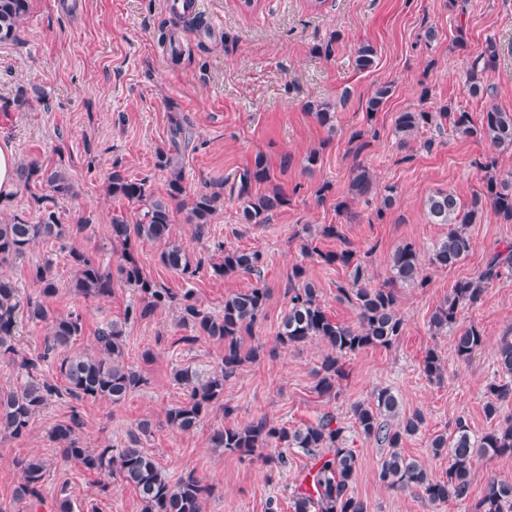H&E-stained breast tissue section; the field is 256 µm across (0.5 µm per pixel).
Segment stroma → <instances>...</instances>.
Here are the masks:
<instances>
[{
    "label": "stroma",
    "mask_w": 512,
    "mask_h": 512,
    "mask_svg": "<svg viewBox=\"0 0 512 512\" xmlns=\"http://www.w3.org/2000/svg\"><path fill=\"white\" fill-rule=\"evenodd\" d=\"M201 18L202 27L192 26L166 0H30L18 40L0 44V140L12 144L18 161L66 170L74 193L57 199L54 212L59 223L83 227L61 240L37 242L23 258L0 267V278L13 282L21 297L37 296L32 274L52 259L57 292L44 304L51 315L78 314L84 324L67 354L92 351L97 328L120 321L126 362L145 380L117 404L51 402L21 436L0 435V512H56L63 498L72 512H143L138 494L119 476L108 478L61 459L49 432L74 413L83 422L79 436L88 448L123 445L138 422L150 421L141 445L169 479L192 472L212 485L203 512H266L271 500L278 512H293L292 491L312 466L296 451L289 452L287 467L270 466L279 453L273 446L255 456L225 452L213 447L214 430L260 416L296 428L326 414L335 415L358 456L353 490L368 512H473L470 500L432 504L416 491L377 483L387 450L358 432L351 407L387 388L398 397L401 416L421 411L424 424L404 439L401 451L436 476L447 471L448 457L434 455L430 443L451 433L457 419H465L478 436L512 418L511 401L501 404L498 418L484 411L498 345L512 336V274L492 281L478 304L461 311L460 324L475 325L484 338L468 360H458L452 332L430 326L432 312L454 283L474 276L494 248L512 243V224L484 208L468 228L473 249L464 261L448 269L425 266L426 287H399L401 336L390 347L348 356L336 395L316 390V371L329 345L315 338L284 346L277 333L288 310L294 266L305 267L333 319L356 324L355 308L340 293L350 271L325 264L321 253L368 254L369 281L382 285L398 246L413 244L426 258L447 235V225L430 223L426 215L428 196L449 191L470 203L483 188L478 164L491 157L500 172L512 171V152L447 127L424 128L405 143L394 133L396 116L407 110L437 112L449 105L476 118L490 105L512 112V0H322L317 7L311 0H257L250 9L242 0H204ZM429 26L437 37L428 44L421 34ZM461 31L467 42L463 51L454 46ZM491 39L499 57L483 80L493 94L480 99L470 93L467 60ZM363 42L374 45L377 58L374 68L362 72L354 55ZM383 82L393 83L392 97L380 112H366L368 98ZM310 102L335 110V130L307 111ZM174 114L187 118L190 141L172 144ZM358 133L366 148L355 141ZM171 148L181 155L185 187L174 199L168 196L170 175L156 158ZM314 149L320 160L309 170L305 158ZM259 154L289 202L269 223L246 224L231 187ZM359 165L370 171L377 190L356 199L348 185ZM115 170L146 181L154 197L168 199L171 240L203 263L197 277L186 281L162 265V244L138 245V261L158 285L177 293L192 290L201 308L213 314L222 312L229 293L259 284L269 293L253 334L242 338L244 347H260V358L225 382L223 398L187 433L171 431L165 422L167 410L186 399L173 370L216 367L223 341L180 326L175 305L126 321L125 311L136 298L121 279H114L105 297H86L74 288L70 251L95 254L118 269L122 250L111 242L112 219L121 215L133 222L143 212L109 193ZM387 186L395 192L385 209L381 191ZM216 188L221 202L207 234L198 236L187 221L188 204L197 193ZM324 224L338 225L341 238L320 236ZM308 244L315 253H305ZM228 249L260 252V276L217 275L213 265ZM430 349L444 361L438 381L422 372ZM28 457L47 465L38 503L15 497L22 474L14 462Z\"/></svg>",
    "instance_id": "1"
}]
</instances>
